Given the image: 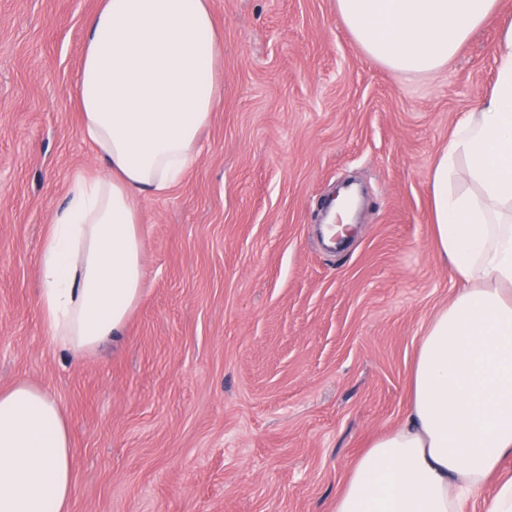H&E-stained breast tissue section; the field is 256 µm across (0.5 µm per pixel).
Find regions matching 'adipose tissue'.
Returning <instances> with one entry per match:
<instances>
[{
    "label": "adipose tissue",
    "mask_w": 512,
    "mask_h": 512,
    "mask_svg": "<svg viewBox=\"0 0 512 512\" xmlns=\"http://www.w3.org/2000/svg\"><path fill=\"white\" fill-rule=\"evenodd\" d=\"M363 51L398 74L436 71L498 0H336ZM210 0H101L85 22L75 97L105 173L78 178L39 260L48 339L71 358L122 334L143 294L140 197L170 193L222 100ZM496 79L429 172L433 239L458 290L427 324L405 422L378 436L334 512H512V21ZM68 417L50 392L0 389V512H71Z\"/></svg>",
    "instance_id": "1"
}]
</instances>
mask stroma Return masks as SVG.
<instances>
[{
    "label": "stroma",
    "instance_id": "35a3bbf8",
    "mask_svg": "<svg viewBox=\"0 0 512 512\" xmlns=\"http://www.w3.org/2000/svg\"><path fill=\"white\" fill-rule=\"evenodd\" d=\"M99 5L0 0V389L64 407L72 512H333L456 292L429 172L494 82L498 25L400 75L336 0H210L222 102L180 182L136 202L146 280L122 338L75 360L45 339L39 257L72 179L103 172L73 96ZM344 181L364 201L332 251L319 226Z\"/></svg>",
    "mask_w": 512,
    "mask_h": 512
}]
</instances>
